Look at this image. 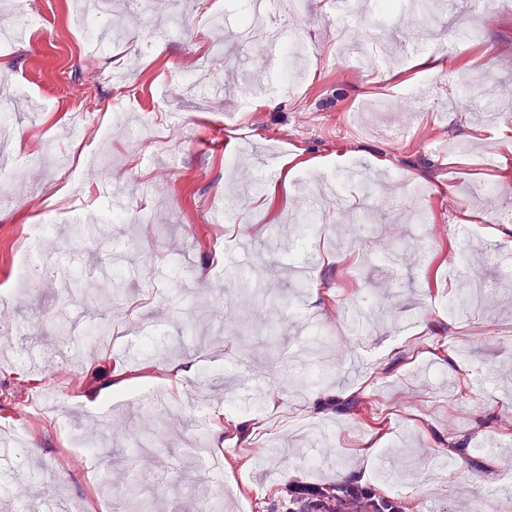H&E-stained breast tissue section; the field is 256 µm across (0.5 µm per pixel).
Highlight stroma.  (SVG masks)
Segmentation results:
<instances>
[{
  "instance_id": "35a3bbf8",
  "label": "stroma",
  "mask_w": 512,
  "mask_h": 512,
  "mask_svg": "<svg viewBox=\"0 0 512 512\" xmlns=\"http://www.w3.org/2000/svg\"><path fill=\"white\" fill-rule=\"evenodd\" d=\"M472 3L387 15L347 0L341 31L331 0H275L274 23L306 50L281 86L242 32L241 0L144 12L112 0L100 27L120 23L124 37L88 55L60 48L73 0H27L41 33L0 41L19 152L14 201L0 206V438L35 465L104 428L126 453L152 449L121 487L86 454L64 502L127 512L134 491L151 512H183L203 482L223 512H271L292 479L340 485L360 468L405 512H512V0ZM222 42L205 87L187 86L186 61ZM409 43L460 50L438 72L386 65ZM250 78L265 97H246ZM354 166L372 191L347 179ZM107 182L124 193L107 196ZM452 195L484 217L463 238ZM109 212L120 222L103 223ZM28 250L63 266L71 289L24 285ZM77 316V374L38 369L57 323ZM184 364L190 376L173 378ZM202 421L223 465L181 456L169 492L152 475L180 456L181 423ZM448 446L463 455L432 472Z\"/></svg>"
}]
</instances>
